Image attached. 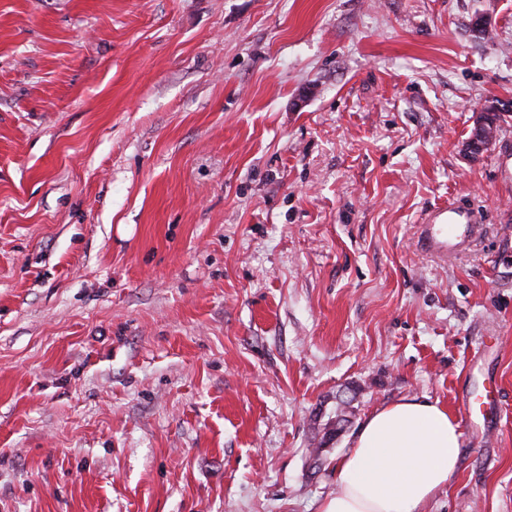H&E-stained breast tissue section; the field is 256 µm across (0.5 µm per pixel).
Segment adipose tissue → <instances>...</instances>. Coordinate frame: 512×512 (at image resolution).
Here are the masks:
<instances>
[{"label":"adipose tissue","instance_id":"adipose-tissue-1","mask_svg":"<svg viewBox=\"0 0 512 512\" xmlns=\"http://www.w3.org/2000/svg\"><path fill=\"white\" fill-rule=\"evenodd\" d=\"M461 434L446 406L405 398L378 407L336 461V491L317 512H421L448 484Z\"/></svg>","mask_w":512,"mask_h":512}]
</instances>
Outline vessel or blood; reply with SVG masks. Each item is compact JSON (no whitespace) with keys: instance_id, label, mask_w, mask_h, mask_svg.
Here are the masks:
<instances>
[{"instance_id":"1","label":"vessel or blood","mask_w":512,"mask_h":512,"mask_svg":"<svg viewBox=\"0 0 512 512\" xmlns=\"http://www.w3.org/2000/svg\"><path fill=\"white\" fill-rule=\"evenodd\" d=\"M483 233L479 210L452 202L429 210L417 229V243L427 254L445 257L470 250Z\"/></svg>"}]
</instances>
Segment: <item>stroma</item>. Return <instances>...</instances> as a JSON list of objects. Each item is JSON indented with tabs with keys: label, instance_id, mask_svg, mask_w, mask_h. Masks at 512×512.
Masks as SVG:
<instances>
[{
	"label": "stroma",
	"instance_id": "35a3bbf8",
	"mask_svg": "<svg viewBox=\"0 0 512 512\" xmlns=\"http://www.w3.org/2000/svg\"><path fill=\"white\" fill-rule=\"evenodd\" d=\"M502 224L512 0H0V512H316L409 397L461 433L425 512H512ZM482 224V215L470 204L448 203L426 213L417 243L423 252L447 258L470 250L482 236Z\"/></svg>",
	"mask_w": 512,
	"mask_h": 512
}]
</instances>
